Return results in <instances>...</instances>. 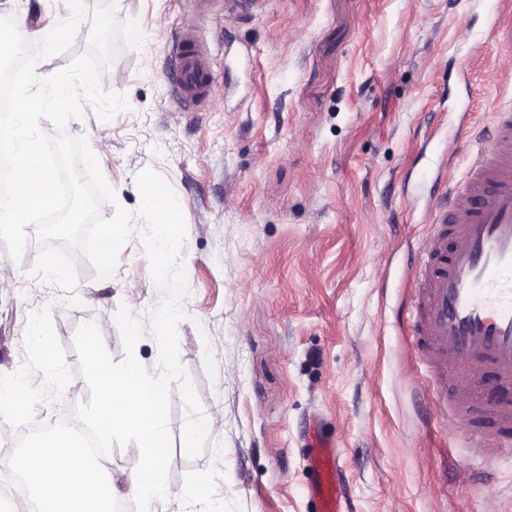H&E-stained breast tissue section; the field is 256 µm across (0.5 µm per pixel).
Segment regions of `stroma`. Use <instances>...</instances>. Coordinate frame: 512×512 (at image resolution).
<instances>
[{
	"label": "stroma",
	"mask_w": 512,
	"mask_h": 512,
	"mask_svg": "<svg viewBox=\"0 0 512 512\" xmlns=\"http://www.w3.org/2000/svg\"><path fill=\"white\" fill-rule=\"evenodd\" d=\"M117 22L137 19L141 48L117 45L104 90L128 108L71 119L113 189L136 211V174L156 170L184 213L187 293L179 358L200 413H221L189 457L190 416L170 393L167 484L196 495V512H314L305 437L339 452L351 512H512V460L493 479H465L470 441L426 394L429 376L408 326L418 288L411 265L431 232L434 177L462 182L488 130L512 101V0H114ZM6 16L50 30L61 0H11ZM196 34L214 94L186 111L167 67L177 37ZM0 243V374L27 360L33 310L49 307L76 367L77 327H99L124 357L119 307L147 320L163 294L139 234L97 279L75 254L66 289L31 275ZM89 392L74 377L40 402L35 420L74 417ZM136 445L113 449L107 470L133 512Z\"/></svg>",
	"instance_id": "obj_1"
}]
</instances>
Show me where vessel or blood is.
<instances>
[{
  "label": "vessel or blood",
  "instance_id": "1",
  "mask_svg": "<svg viewBox=\"0 0 512 512\" xmlns=\"http://www.w3.org/2000/svg\"><path fill=\"white\" fill-rule=\"evenodd\" d=\"M173 99L194 108L213 92L208 60L191 32L178 42L170 75ZM482 148L472 157L465 188L445 184L430 208L431 234L418 248L419 288L410 305L421 361L435 375L438 404L459 420L484 419L472 429L480 443L512 456V102L501 105ZM485 369L494 385L471 392L443 382L460 367ZM306 494L317 512H349L336 448L306 450Z\"/></svg>",
  "mask_w": 512,
  "mask_h": 512
}]
</instances>
